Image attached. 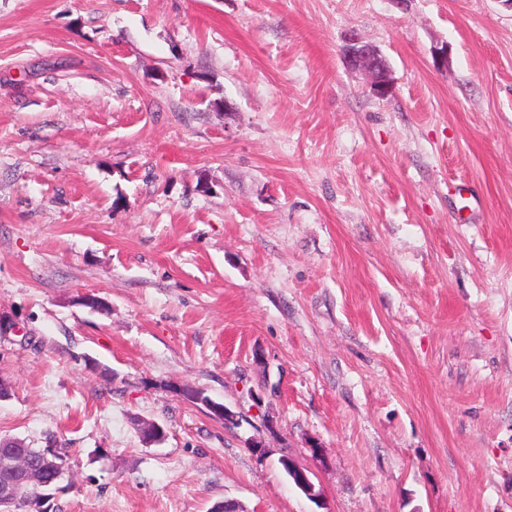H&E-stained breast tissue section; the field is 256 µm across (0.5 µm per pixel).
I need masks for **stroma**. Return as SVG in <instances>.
<instances>
[{
  "mask_svg": "<svg viewBox=\"0 0 512 512\" xmlns=\"http://www.w3.org/2000/svg\"><path fill=\"white\" fill-rule=\"evenodd\" d=\"M0 378L52 512H512V9L0 0ZM344 55L351 69L362 72L367 77L375 95L386 97L391 93V70L377 46L363 41L357 35H351L344 48ZM290 475L294 486L302 491L305 495L314 500L320 498L321 493L319 490H316V485L312 480L309 470L292 461Z\"/></svg>",
  "mask_w": 512,
  "mask_h": 512,
  "instance_id": "1",
  "label": "stroma"
}]
</instances>
